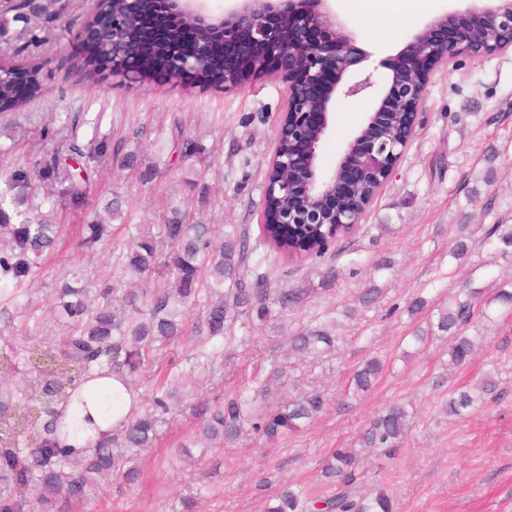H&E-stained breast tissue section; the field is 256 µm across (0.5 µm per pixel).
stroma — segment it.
Segmentation results:
<instances>
[{
	"instance_id": "35a3bbf8",
	"label": "stroma",
	"mask_w": 512,
	"mask_h": 512,
	"mask_svg": "<svg viewBox=\"0 0 512 512\" xmlns=\"http://www.w3.org/2000/svg\"><path fill=\"white\" fill-rule=\"evenodd\" d=\"M40 3L54 21L22 10L0 34V63L39 68L47 89L23 108L0 111V174L32 169L44 150V123L64 128L70 112L81 115L78 142L107 139L110 146L138 152L144 166L155 170L142 180L139 171L122 168L116 154L92 164V190L80 211L58 191L34 183L31 207L65 232L59 250L22 284L30 316L14 325L42 339L59 332L44 320L58 278L77 266L95 280L115 277L128 246L124 228L109 246L86 253L73 247L83 213L104 214L110 199L120 200L124 227L162 223L177 207L216 230L245 224L259 235L286 85L271 74L230 90L162 78L143 84L107 78L92 86L74 66L75 36L90 17L91 0ZM334 6L360 50L349 77L368 76L384 87L391 77L387 63L413 26L388 36L369 11L347 0ZM377 104L374 97L337 98L332 134L321 148L323 169L335 167L345 140ZM137 127L146 131L138 140L130 136ZM181 129L192 133L200 152L174 163L157 146L172 143ZM460 224L467 225L471 243L457 262L448 250ZM498 224H512V48L463 58L429 75L415 135L355 231L320 258L299 262L271 255L270 288L304 292L288 311L272 305L283 332L240 319L232 340L220 346L224 367L214 373L199 354L197 337L185 334L163 344L157 363L133 386L143 409L169 372L186 373L209 399L252 389L261 380L264 407L318 390L327 399L323 412L301 431L273 441L248 429L234 446L211 448L192 399H184L166 415L154 447L130 460L133 477L99 478L83 500L67 502L65 512H265L268 497L286 483L327 498L336 492L321 475L331 450L357 447L371 418L398 401L410 405V428L393 458L362 454L358 486L364 493L386 489L395 512H512V311L496 308L477 355L461 367L449 366L447 341L419 348L407 342L465 274L489 294L512 280V255L487 241ZM331 268L336 282L328 288L323 278ZM372 286L381 295L368 307L361 296ZM419 296L429 308L409 313ZM320 327L338 338L331 351L316 358L288 355L289 336ZM371 357L381 360L382 371L369 391L354 392L352 376ZM277 366L283 369L278 376ZM487 373L499 382L495 401L463 418L445 414L450 391ZM262 479L267 486L261 491Z\"/></svg>"
}]
</instances>
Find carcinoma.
Returning <instances> with one entry per match:
<instances>
[{"label": "carcinoma", "instance_id": "obj_1", "mask_svg": "<svg viewBox=\"0 0 512 512\" xmlns=\"http://www.w3.org/2000/svg\"><path fill=\"white\" fill-rule=\"evenodd\" d=\"M151 25L140 17L131 27L127 45L133 55L139 52V32ZM105 59L102 42L92 41L85 47L76 68L89 82L99 75ZM166 71L165 61L155 57L140 59L141 81H152ZM194 84L209 86L224 80V52L215 48L210 64L192 77ZM43 93L36 70L28 71L24 94L13 96L6 85L0 99L13 108H21ZM43 140L52 145L48 159L41 162L38 177L58 183L61 192L74 205L85 203L90 192L88 162L107 156L103 143L80 146L72 139L56 141L50 126L42 129ZM76 168L60 174V154ZM31 179L27 171L16 170L0 187V317L7 323L0 330V344L6 356L0 365V379L24 375L23 385L12 389L0 387V512H51L58 499L79 501L86 495L88 474L114 475L121 472L126 452L150 448L158 436V426L170 410L169 400L178 384L186 381L182 374L169 375L145 411L132 412L112 435L98 441L91 453L79 455L66 446L68 431L63 422L62 404H71L75 391L87 381L100 378L103 371L117 372L124 383L152 364L160 346L185 331L182 308L196 305L202 315L193 332L202 343L220 341L232 325L243 317L266 322L272 318L267 274L258 272L268 253L288 258H320L329 249L326 228L312 224H266L261 234L252 238L248 225L217 232L209 224H200L178 209L144 230L135 224L133 243L122 257L120 276L147 275L161 283L129 291L117 297L114 281L94 282L79 272L63 279L55 289L51 309L72 322L57 339L35 340L30 335L16 336L13 326L21 284L33 268L53 253L63 240L62 225L27 216L19 206L28 202ZM11 199L13 210L4 207ZM114 225L93 219L78 225L77 247L93 250L111 241ZM496 303L512 307V282L500 286L490 298L484 290L472 287L466 278L462 287L437 305L436 323L430 332H441L448 339L449 363L461 366L470 362L480 337L470 334L487 318V308ZM290 349L302 356H317L330 349L336 337L316 328L289 337ZM381 371L377 359L368 360L354 375V386L368 390ZM498 382L488 374L472 390L450 395L446 412L461 416L468 409L494 397ZM257 398L235 393L224 400L202 401L193 411L202 418V433L209 439L221 437L224 444L236 443L249 423L256 432L274 439L298 432L302 426L322 413L326 399L312 392L293 399L273 412L257 413ZM406 406L395 403L375 416L359 436V445L378 456L393 457L409 429ZM359 459L352 448H334L322 467L324 477L341 489L317 500L300 489L283 486L273 497L275 505L267 512H395L394 500L383 490L374 494H355Z\"/></svg>", "mask_w": 512, "mask_h": 512}]
</instances>
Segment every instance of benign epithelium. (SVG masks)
Listing matches in <instances>:
<instances>
[{
    "mask_svg": "<svg viewBox=\"0 0 512 512\" xmlns=\"http://www.w3.org/2000/svg\"><path fill=\"white\" fill-rule=\"evenodd\" d=\"M204 0H168L170 14L186 15L209 37L224 45V81L242 88L263 74L280 73L286 80V107L269 169L288 178L267 176L268 198L295 200L288 209L261 223L347 224L356 226L373 199L359 209L349 203L371 186L378 194L394 173L412 141L428 75L461 57H483L512 46V0H484L465 11L446 13L413 32L392 59V77L379 92V106L345 141L330 172L320 169V148L330 136L329 107L337 96L362 97L374 88L371 76L356 81L347 70L356 53L354 37L338 18L331 0H237L220 14L206 11ZM127 12L114 14L107 25H89L79 36L78 54L89 35L106 29L111 75L124 82L139 78L138 60L127 52L130 21L146 11L149 0H125ZM479 17L485 35L474 38L460 25ZM176 31L157 25L140 49L154 56L169 51ZM209 45L202 42L189 55H168V67L187 78L209 63Z\"/></svg>",
    "mask_w": 512,
    "mask_h": 512,
    "instance_id": "benign-epithelium-1",
    "label": "benign epithelium"
}]
</instances>
